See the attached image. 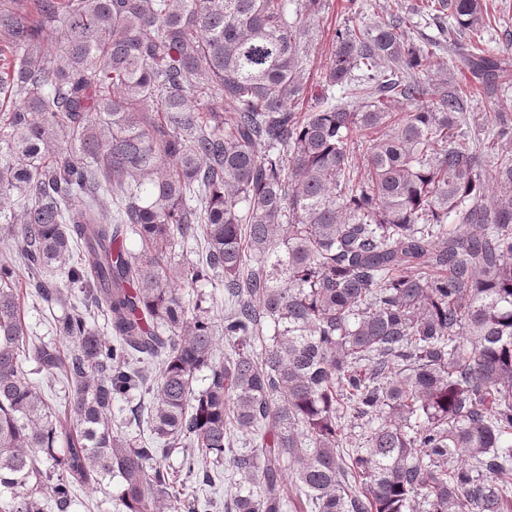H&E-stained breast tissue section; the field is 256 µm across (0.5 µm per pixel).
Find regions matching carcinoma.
Returning a JSON list of instances; mask_svg holds the SVG:
<instances>
[{
    "mask_svg": "<svg viewBox=\"0 0 512 512\" xmlns=\"http://www.w3.org/2000/svg\"><path fill=\"white\" fill-rule=\"evenodd\" d=\"M444 2L448 30L481 29L483 0L425 8ZM324 6L0 0V238L71 344L31 338L15 259L0 260L9 512H44L46 496L66 512L106 481L116 512H197L162 449L112 427L113 402L136 394L186 477L249 484L233 512H286L290 482L312 512L512 499V152L498 150L512 106L469 138L463 97L393 0L388 20L336 30L320 93L295 111ZM511 54L459 62L493 98ZM188 238L199 259L175 260ZM219 276L230 353L216 364L206 297L178 287ZM25 360L65 376L63 413ZM236 430L256 450L231 448Z\"/></svg>",
    "mask_w": 512,
    "mask_h": 512,
    "instance_id": "obj_1",
    "label": "carcinoma"
}]
</instances>
